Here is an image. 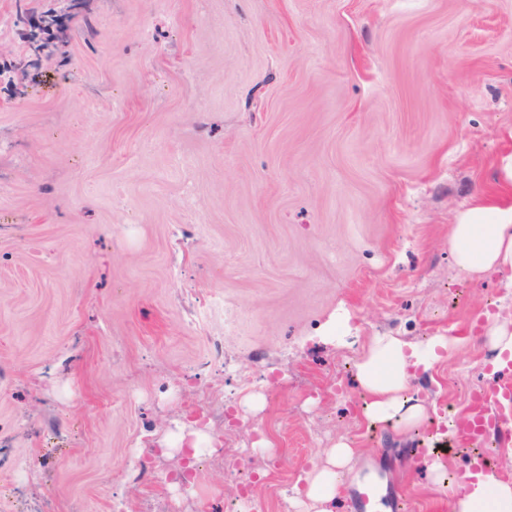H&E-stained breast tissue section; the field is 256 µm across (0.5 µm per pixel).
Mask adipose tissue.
Wrapping results in <instances>:
<instances>
[{
    "instance_id": "ef3b65f1",
    "label": "adipose tissue",
    "mask_w": 512,
    "mask_h": 512,
    "mask_svg": "<svg viewBox=\"0 0 512 512\" xmlns=\"http://www.w3.org/2000/svg\"><path fill=\"white\" fill-rule=\"evenodd\" d=\"M448 249L458 272L472 280L498 274L512 288V193L495 203H480L464 213L448 236ZM452 338L426 343L392 334L373 336L357 358L354 380L363 399L362 416L369 425L410 429L427 417L420 401L405 391L417 370H430ZM355 448L344 441L330 448L323 463L313 465L304 487L294 490L297 512H332L342 479L351 473ZM451 512H512V484L476 478L462 485L449 502Z\"/></svg>"
}]
</instances>
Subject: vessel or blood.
<instances>
[{
  "label": "vessel or blood",
  "mask_w": 512,
  "mask_h": 512,
  "mask_svg": "<svg viewBox=\"0 0 512 512\" xmlns=\"http://www.w3.org/2000/svg\"><path fill=\"white\" fill-rule=\"evenodd\" d=\"M500 373L493 387L471 392L466 410L453 421L450 429L452 442L470 451L468 468L489 478L495 477L496 472L488 457L478 452V445L491 435L497 436L502 446L512 445V359L505 361ZM384 496L381 485L360 484L354 494L355 512H376Z\"/></svg>",
  "instance_id": "vessel-or-blood-1"
}]
</instances>
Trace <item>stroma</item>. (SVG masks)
Returning <instances> with one entry per match:
<instances>
[{
	"instance_id": "stroma-1",
	"label": "stroma",
	"mask_w": 512,
	"mask_h": 512,
	"mask_svg": "<svg viewBox=\"0 0 512 512\" xmlns=\"http://www.w3.org/2000/svg\"><path fill=\"white\" fill-rule=\"evenodd\" d=\"M60 5L0 0L1 67ZM68 35L41 82L0 76V512L200 508L233 470L282 512L341 440L333 512L387 467L450 512L405 455L423 430L362 420L354 362L459 338L409 385L434 419L490 382L477 317L512 288L460 275L448 233L507 192L512 0H89ZM213 387L245 453L200 466L170 438Z\"/></svg>"
}]
</instances>
